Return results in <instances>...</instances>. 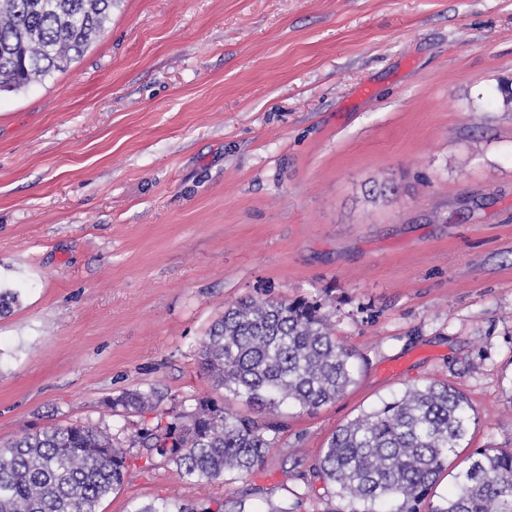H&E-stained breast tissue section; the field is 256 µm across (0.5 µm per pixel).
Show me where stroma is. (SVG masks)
I'll return each mask as SVG.
<instances>
[{
  "label": "stroma",
  "instance_id": "obj_1",
  "mask_svg": "<svg viewBox=\"0 0 512 512\" xmlns=\"http://www.w3.org/2000/svg\"><path fill=\"white\" fill-rule=\"evenodd\" d=\"M510 88L512 0H116L65 70L0 92V448L124 440L194 396L245 410L198 351L249 297L320 304L354 384L282 409L245 477L129 449L98 512H338L303 480L326 440L430 382L467 396L469 449L512 448ZM152 386L155 408L109 406Z\"/></svg>",
  "mask_w": 512,
  "mask_h": 512
}]
</instances>
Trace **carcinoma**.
Returning <instances> with one entry per match:
<instances>
[{
    "mask_svg": "<svg viewBox=\"0 0 512 512\" xmlns=\"http://www.w3.org/2000/svg\"><path fill=\"white\" fill-rule=\"evenodd\" d=\"M112 0H0V91L61 71L102 32ZM353 353L321 307L305 300L245 299L206 332L199 363L215 387L273 414L316 410L354 383ZM164 399L132 390L112 407L143 411ZM471 405L446 383L405 389L337 429L313 477L336 489L348 512H419L470 432ZM284 424L234 413L212 398L181 402L156 430L129 438L176 466L189 484L253 474ZM429 512H512V450L477 448ZM127 452L108 433L72 424L28 434L0 449V512H96L121 489ZM363 508H357V505Z\"/></svg>",
    "mask_w": 512,
    "mask_h": 512,
    "instance_id": "obj_1",
    "label": "carcinoma"
}]
</instances>
